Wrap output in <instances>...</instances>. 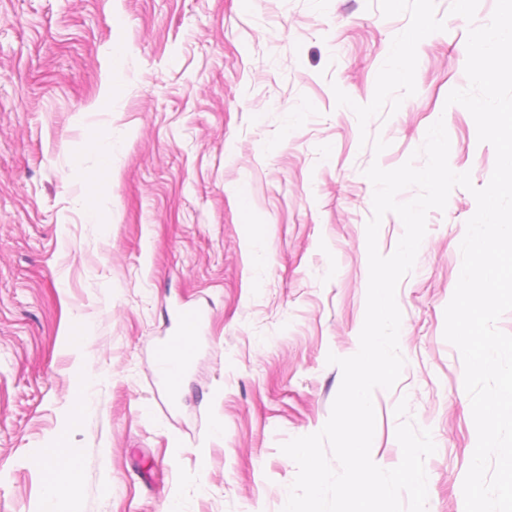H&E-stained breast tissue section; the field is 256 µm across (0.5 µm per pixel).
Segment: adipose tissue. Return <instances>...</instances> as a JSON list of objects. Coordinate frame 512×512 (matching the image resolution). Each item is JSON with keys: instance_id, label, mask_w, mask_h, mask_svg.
Masks as SVG:
<instances>
[{"instance_id": "obj_1", "label": "adipose tissue", "mask_w": 512, "mask_h": 512, "mask_svg": "<svg viewBox=\"0 0 512 512\" xmlns=\"http://www.w3.org/2000/svg\"><path fill=\"white\" fill-rule=\"evenodd\" d=\"M109 377L108 371L78 366L73 383L76 401L71 409L69 428L60 433L52 448L47 449L45 491L40 512H67L68 504L79 496V474L82 463L80 448L74 446L71 432L97 409V392Z\"/></svg>"}]
</instances>
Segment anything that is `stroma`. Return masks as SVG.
I'll return each instance as SVG.
<instances>
[{
    "label": "stroma",
    "mask_w": 512,
    "mask_h": 512,
    "mask_svg": "<svg viewBox=\"0 0 512 512\" xmlns=\"http://www.w3.org/2000/svg\"><path fill=\"white\" fill-rule=\"evenodd\" d=\"M495 2L470 23L451 0H0V512H38L83 362L112 377L73 437L78 512H282L297 466L280 446L322 429L342 383L327 356L359 348L365 169L402 165L440 120L451 169L491 177L494 148L446 99ZM422 18L408 80L385 86ZM94 137L114 142L109 170ZM91 204L109 227L84 223ZM475 211L460 187L429 211L396 293L405 365L373 393L378 466L401 461L400 400L431 433L426 512H465L477 443L444 337ZM181 307L205 323L173 403L154 359Z\"/></svg>",
    "instance_id": "1"
}]
</instances>
